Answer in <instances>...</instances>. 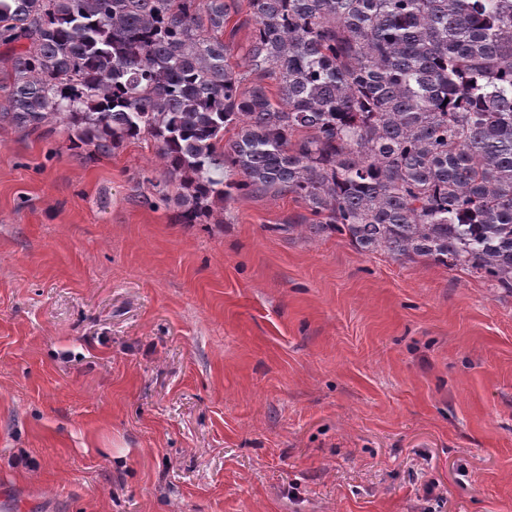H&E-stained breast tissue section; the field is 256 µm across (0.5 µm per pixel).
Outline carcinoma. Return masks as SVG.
Returning a JSON list of instances; mask_svg holds the SVG:
<instances>
[{
  "label": "carcinoma",
  "mask_w": 512,
  "mask_h": 512,
  "mask_svg": "<svg viewBox=\"0 0 512 512\" xmlns=\"http://www.w3.org/2000/svg\"><path fill=\"white\" fill-rule=\"evenodd\" d=\"M239 2L0 0V123L152 138L179 224L292 195L315 236L511 290L512 0H248L244 48Z\"/></svg>",
  "instance_id": "carcinoma-1"
}]
</instances>
